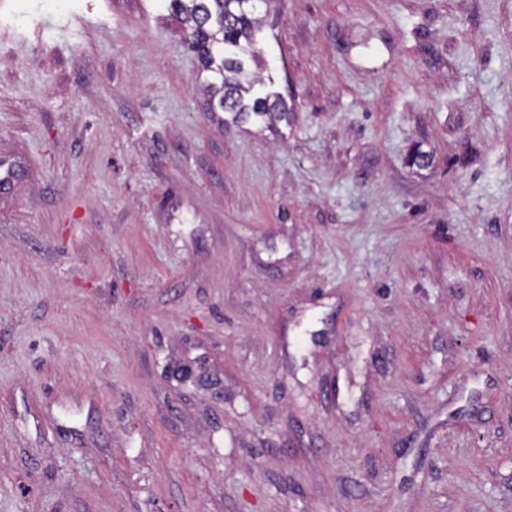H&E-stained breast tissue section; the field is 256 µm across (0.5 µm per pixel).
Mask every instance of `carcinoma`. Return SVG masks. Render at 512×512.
<instances>
[{"mask_svg":"<svg viewBox=\"0 0 512 512\" xmlns=\"http://www.w3.org/2000/svg\"><path fill=\"white\" fill-rule=\"evenodd\" d=\"M168 10L188 30L187 47L201 70L211 73L207 91L232 119L288 115L291 108L283 98L250 95L256 75L247 64L259 59L254 39L259 18L252 0H168Z\"/></svg>","mask_w":512,"mask_h":512,"instance_id":"cac0c4a2","label":"carcinoma"}]
</instances>
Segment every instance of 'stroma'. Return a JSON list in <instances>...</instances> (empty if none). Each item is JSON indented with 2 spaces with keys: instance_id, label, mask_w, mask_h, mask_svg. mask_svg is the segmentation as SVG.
<instances>
[{
  "instance_id": "obj_1",
  "label": "stroma",
  "mask_w": 512,
  "mask_h": 512,
  "mask_svg": "<svg viewBox=\"0 0 512 512\" xmlns=\"http://www.w3.org/2000/svg\"><path fill=\"white\" fill-rule=\"evenodd\" d=\"M258 13L0 0V512H512V0ZM167 2L170 14L188 30V50L197 57L201 70L211 73L206 89L212 95H220L218 106L224 112L236 121L251 116L275 119L291 112L279 96L246 97L256 82V75L247 69V64L259 59L254 36L259 26L256 2L261 1Z\"/></svg>"
}]
</instances>
